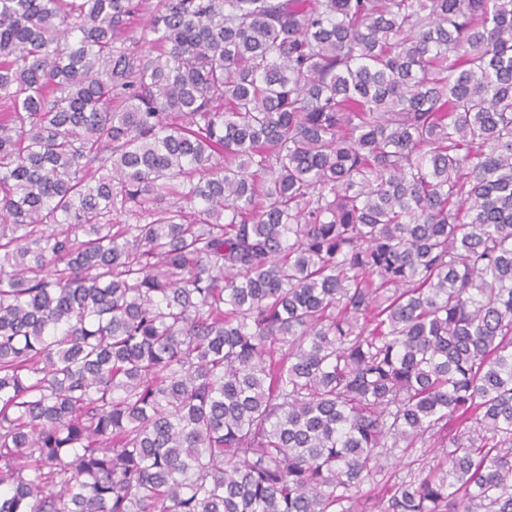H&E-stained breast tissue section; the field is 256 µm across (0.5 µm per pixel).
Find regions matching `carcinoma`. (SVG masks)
<instances>
[{
  "instance_id": "1",
  "label": "carcinoma",
  "mask_w": 512,
  "mask_h": 512,
  "mask_svg": "<svg viewBox=\"0 0 512 512\" xmlns=\"http://www.w3.org/2000/svg\"><path fill=\"white\" fill-rule=\"evenodd\" d=\"M0 0V512H512V0ZM446 448H438V445L433 448V439L427 441V443L421 447V444L417 446V448L409 449L407 453H405V458L402 462H409L414 459H418L416 463H420L419 465H415V467H425L432 464H435L437 460L443 457V453ZM409 456V458H408ZM402 462H399V459L392 458L389 461V469L385 470L382 475L376 477V482L378 484H365L362 488L361 494L364 495V498L369 497L372 498L369 503L374 501V498L380 496L382 494L381 489L383 487L384 481L388 478V476L393 473L396 474V477L401 479L405 477L407 468L402 467ZM381 480V481H380ZM380 481V482H379Z\"/></svg>"
}]
</instances>
